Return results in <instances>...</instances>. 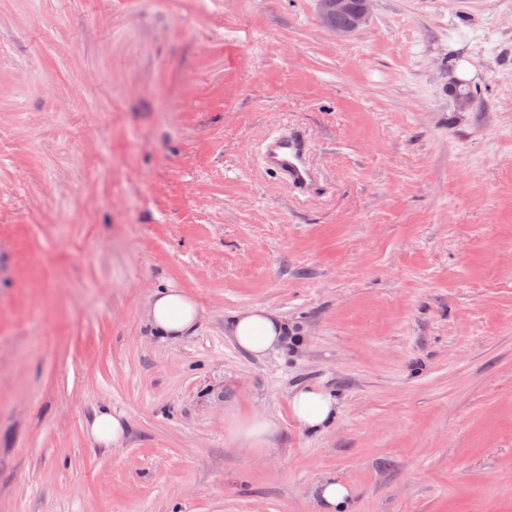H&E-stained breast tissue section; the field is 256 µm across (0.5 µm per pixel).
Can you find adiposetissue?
Instances as JSON below:
<instances>
[{"label":"adipose tissue","instance_id":"1","mask_svg":"<svg viewBox=\"0 0 512 512\" xmlns=\"http://www.w3.org/2000/svg\"><path fill=\"white\" fill-rule=\"evenodd\" d=\"M146 316L159 337L175 342L194 331L199 309L184 292L170 288L152 295ZM230 332L240 348L262 358L282 344L287 327L275 314L251 308L235 314ZM290 406L300 427L314 432L333 422L337 414L332 397L314 387L293 391ZM277 429L276 421L257 416L247 422H232L230 433L242 448L263 454ZM126 433V422L108 405L98 408L88 424L92 441L106 449L122 444Z\"/></svg>","mask_w":512,"mask_h":512}]
</instances>
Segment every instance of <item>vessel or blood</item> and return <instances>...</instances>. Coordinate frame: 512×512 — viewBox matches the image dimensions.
<instances>
[{
  "instance_id": "vessel-or-blood-1",
  "label": "vessel or blood",
  "mask_w": 512,
  "mask_h": 512,
  "mask_svg": "<svg viewBox=\"0 0 512 512\" xmlns=\"http://www.w3.org/2000/svg\"><path fill=\"white\" fill-rule=\"evenodd\" d=\"M309 148L307 136L294 131L288 136L268 140L264 146V161L298 191L311 193L317 190L320 179L308 162Z\"/></svg>"
}]
</instances>
